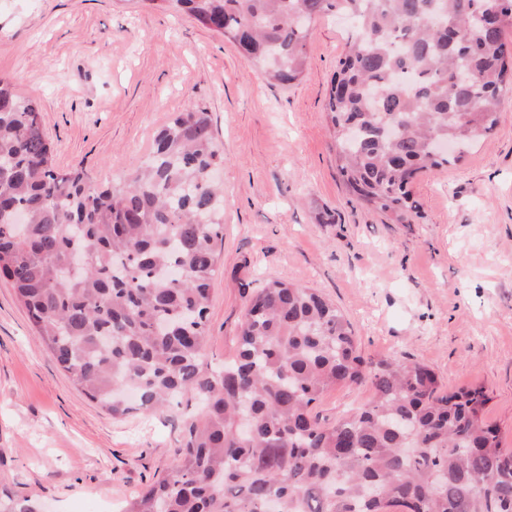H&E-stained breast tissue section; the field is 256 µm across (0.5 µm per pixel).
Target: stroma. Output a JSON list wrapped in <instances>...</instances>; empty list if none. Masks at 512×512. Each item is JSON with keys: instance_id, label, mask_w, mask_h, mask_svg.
I'll return each instance as SVG.
<instances>
[{"instance_id": "stroma-1", "label": "stroma", "mask_w": 512, "mask_h": 512, "mask_svg": "<svg viewBox=\"0 0 512 512\" xmlns=\"http://www.w3.org/2000/svg\"><path fill=\"white\" fill-rule=\"evenodd\" d=\"M345 20L321 19L293 86L271 85L223 36L149 0H0V76L39 105L61 169L121 181L174 113L210 112L224 148V242L203 359L232 354L245 292L291 280L329 297L361 354L432 369L448 388L483 385L485 417L512 448V92L492 137L424 173V214L394 224L357 201L336 168L324 110ZM339 386L316 406L333 422L363 406ZM112 419L55 362L0 280V512H119L163 478L183 420Z\"/></svg>"}]
</instances>
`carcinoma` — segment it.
Returning a JSON list of instances; mask_svg holds the SVG:
<instances>
[{
	"label": "carcinoma",
	"instance_id": "obj_1",
	"mask_svg": "<svg viewBox=\"0 0 512 512\" xmlns=\"http://www.w3.org/2000/svg\"><path fill=\"white\" fill-rule=\"evenodd\" d=\"M221 34L266 77L303 75L313 23L355 32L325 112L364 205L411 224V183L492 134L512 90V0H148ZM201 108L175 115L122 182L59 171L37 105L0 77V277L56 363L115 420L201 406L167 475L123 512H512V448L481 386L448 390L421 363L364 358L322 293H251L233 356L203 361L224 195ZM371 400L329 423L328 390Z\"/></svg>",
	"mask_w": 512,
	"mask_h": 512
}]
</instances>
